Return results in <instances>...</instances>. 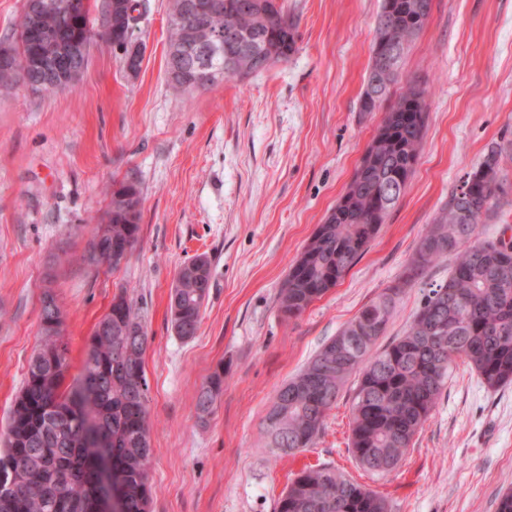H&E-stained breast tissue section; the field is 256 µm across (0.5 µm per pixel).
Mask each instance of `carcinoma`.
<instances>
[{
    "label": "carcinoma",
    "mask_w": 512,
    "mask_h": 512,
    "mask_svg": "<svg viewBox=\"0 0 512 512\" xmlns=\"http://www.w3.org/2000/svg\"><path fill=\"white\" fill-rule=\"evenodd\" d=\"M239 0H224V15L211 21L222 28L233 17L248 31L250 46L237 67L224 70V57L209 59L221 79L245 80L272 64L288 61L296 51V25L274 0L267 11L280 20L240 14ZM388 22L375 28L361 110L378 109L399 73L378 65L391 52L403 60L423 26L415 18L430 17L432 0H381L390 3ZM139 17L112 25L110 47L144 46L134 39ZM188 38L183 27L168 21L167 49H178ZM15 44L9 67H0L6 89L29 72L34 91H58L48 70H28V49ZM426 133L425 89L408 84L385 114L352 181L325 222L318 225L300 257L290 268L279 293L281 313L297 318L358 263L390 212L405 194ZM503 150L491 148L467 173L462 187L427 225L399 277L370 301L340 331L349 337L345 352L336 353L337 338L326 343L294 378L288 392H277L267 410L264 430L271 448L292 454L310 448L322 433L349 377H356L351 403L349 450L363 468L381 475L394 471L435 409L453 363L460 358L490 390L512 384V226L485 235L480 225L496 216L509 201L502 176ZM114 201L109 223L93 229L90 245L101 252L136 246L140 215L129 217L127 206L141 208L142 190L134 181L112 183ZM453 257L448 279L429 289L406 333L380 351L397 300L441 258ZM181 287L172 289L171 324L181 339L194 337L211 288L210 261L196 256L178 272ZM51 294L43 298L41 343L29 359L23 387L10 410L5 448L0 452V512H101L94 494L96 463L83 451L81 430L86 408L95 413L98 431L112 461V478L124 499V512H149L152 499V448L148 412V381L144 368L148 334L140 311L120 292L95 326L74 381L86 385L84 402L65 386L70 368L61 333L46 324L60 319ZM224 392V370L214 371L196 399L199 418L208 416ZM275 512H389L379 493L347 478L336 467L321 465L297 474L278 498Z\"/></svg>",
    "instance_id": "obj_1"
}]
</instances>
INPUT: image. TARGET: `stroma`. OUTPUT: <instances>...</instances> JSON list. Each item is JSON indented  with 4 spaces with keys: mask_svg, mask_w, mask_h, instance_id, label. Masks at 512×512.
I'll use <instances>...</instances> for the list:
<instances>
[{
    "mask_svg": "<svg viewBox=\"0 0 512 512\" xmlns=\"http://www.w3.org/2000/svg\"><path fill=\"white\" fill-rule=\"evenodd\" d=\"M297 25L288 62L247 81L174 95L165 73L170 0H140L137 74L94 45L70 90L0 91V432L40 342L46 286L79 369L117 291L148 332L151 512H275L290 479L330 464L387 497L391 512H497L512 490V385L495 390L458 364L401 468L377 476L348 451L346 384L316 444L269 448L277 390L402 272L426 224L488 148L512 152V0H433L379 110L360 99L381 0H280ZM426 91L427 131L405 194L344 279L284 319L280 287L343 194L408 83ZM143 193L140 240L118 269L84 265L104 186ZM210 261L197 335L179 338L169 302L179 269ZM441 259L396 304L380 344L408 329ZM224 393L206 421L195 401L215 371Z\"/></svg>",
    "mask_w": 512,
    "mask_h": 512,
    "instance_id": "stroma-1",
    "label": "stroma"
}]
</instances>
